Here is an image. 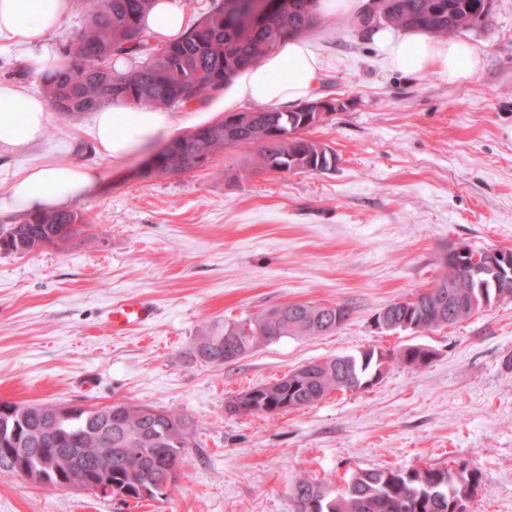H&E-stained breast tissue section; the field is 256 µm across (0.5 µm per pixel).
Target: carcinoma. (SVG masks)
Masks as SVG:
<instances>
[{
    "instance_id": "1",
    "label": "carcinoma",
    "mask_w": 512,
    "mask_h": 512,
    "mask_svg": "<svg viewBox=\"0 0 512 512\" xmlns=\"http://www.w3.org/2000/svg\"><path fill=\"white\" fill-rule=\"evenodd\" d=\"M86 8V25L67 43L63 55L69 66L38 76L54 111L64 115L94 112L117 100L151 108H185L220 92L240 70L261 62L280 43L299 37L324 19L317 0H280L276 16L251 11L244 0H214L208 13L184 38L154 47L142 27L152 0H79ZM383 18L398 30L417 28L447 38L489 23L493 0H379ZM120 57L138 60L129 72L114 68ZM311 112L294 106L286 111L255 109L237 124L223 118L167 142L157 155L159 163L143 175L179 174L205 166L218 153L237 147L256 150L258 165L282 173H321L336 167V153L304 133L315 127ZM80 223L69 210L24 214L0 240H11L5 251L29 254L58 247ZM492 247H469L457 263L443 265L442 282L452 285L450 300L439 301L430 291L414 293L387 305L378 318L386 330L419 331L454 326L496 304L492 288L478 294L474 275L488 272ZM347 303L313 301L286 303L239 318H226L201 331L190 355L207 364L222 365L245 358L283 337L314 338L340 328L352 315ZM378 350H360L299 365L275 383L260 384L231 396L233 414L274 417L282 406L300 410L315 406L331 393L359 392L374 372ZM426 353L410 346L390 355L411 370L421 368ZM9 414L0 416L4 430L14 426L32 449L31 459L66 448L75 466L87 469L91 481L130 488V498L142 496L138 486H164L153 499L166 497L176 485L181 463L194 444V425L174 410L148 404L116 403L106 406H71V414L44 430V403L0 401ZM112 449L109 471L100 473L93 448ZM479 487L466 465L428 466L400 470H364L350 475L331 491L302 474L291 484L294 512H452L462 497Z\"/></svg>"
}]
</instances>
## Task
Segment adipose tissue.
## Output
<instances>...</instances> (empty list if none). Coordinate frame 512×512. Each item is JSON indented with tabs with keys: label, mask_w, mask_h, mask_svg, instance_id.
<instances>
[{
	"label": "adipose tissue",
	"mask_w": 512,
	"mask_h": 512,
	"mask_svg": "<svg viewBox=\"0 0 512 512\" xmlns=\"http://www.w3.org/2000/svg\"><path fill=\"white\" fill-rule=\"evenodd\" d=\"M71 0H0V42L23 48L26 67L40 74L66 68L67 60L49 35L69 15ZM195 18L184 0H153L143 24L155 42L179 39ZM376 40L393 69L419 76L438 73L450 83L472 78L479 58L464 41H445L421 30L383 29ZM324 68L306 40L297 38L272 49L259 65L239 73L221 95L227 112L244 105H294L312 99ZM50 120V106L39 94L13 82H0V149H14L40 139ZM184 121L174 112L145 109L118 101L95 112L92 136L98 154L120 161L161 137H171ZM90 167L53 161L21 170L0 194V215L58 210L84 196L95 184Z\"/></svg>",
	"instance_id": "1"
}]
</instances>
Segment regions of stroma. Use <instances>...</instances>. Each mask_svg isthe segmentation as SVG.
Listing matches in <instances>:
<instances>
[{"instance_id":"stroma-1","label":"stroma","mask_w":512,"mask_h":512,"mask_svg":"<svg viewBox=\"0 0 512 512\" xmlns=\"http://www.w3.org/2000/svg\"><path fill=\"white\" fill-rule=\"evenodd\" d=\"M353 15L305 39L324 61L318 95L341 105L309 133L334 170L258 169L251 148L207 168L143 177L145 152H96L92 115L52 114L42 139L0 151V193L15 173L68 160L98 179L71 204L80 231L24 256L0 251V400L141 403L195 426L181 477L159 501L50 491L0 473V512H293L300 471L329 489L368 469L448 462L479 476L468 512H512V302L453 327L385 332L374 316L430 288L449 244L512 249V0L461 32L476 75L390 68ZM154 318L113 330V304ZM291 301L349 302L331 335L288 336L222 365L189 348L206 325ZM432 350L419 370L387 363L359 393H332L276 417L235 415L227 399L303 363L376 347Z\"/></svg>"}]
</instances>
